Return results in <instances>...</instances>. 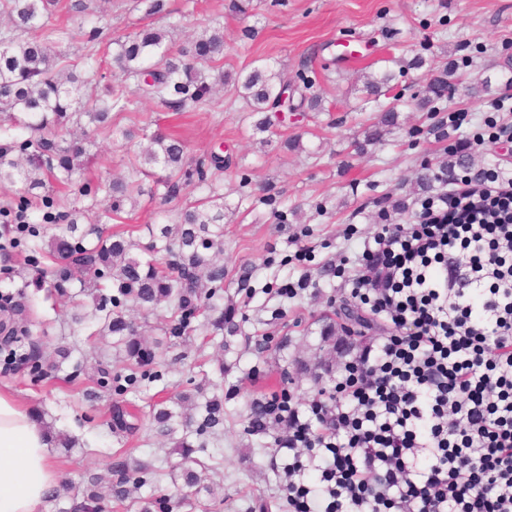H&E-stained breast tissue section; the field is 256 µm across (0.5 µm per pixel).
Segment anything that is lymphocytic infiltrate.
Returning a JSON list of instances; mask_svg holds the SVG:
<instances>
[{"label":"lymphocytic infiltrate","instance_id":"obj_1","mask_svg":"<svg viewBox=\"0 0 512 512\" xmlns=\"http://www.w3.org/2000/svg\"><path fill=\"white\" fill-rule=\"evenodd\" d=\"M442 180L358 256L350 301L383 333L339 337L309 405H258L292 512H512V174Z\"/></svg>","mask_w":512,"mask_h":512}]
</instances>
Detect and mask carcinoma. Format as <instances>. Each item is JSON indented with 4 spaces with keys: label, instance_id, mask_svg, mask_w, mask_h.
Listing matches in <instances>:
<instances>
[{
    "label": "carcinoma",
    "instance_id": "carcinoma-1",
    "mask_svg": "<svg viewBox=\"0 0 512 512\" xmlns=\"http://www.w3.org/2000/svg\"><path fill=\"white\" fill-rule=\"evenodd\" d=\"M59 0H0V14L8 25L0 28V186L20 185L16 205L4 210L14 227V248L26 243L24 264L48 279V297L69 304L72 321L91 329L90 336H109L118 354L121 371L112 373V361L98 360L90 382L99 388H127L142 380H155L154 366L163 363L167 350L181 345L196 332H235L232 318L219 304L227 272L224 268V195L209 178L224 174L221 152L210 153L207 162H189L185 141L174 135L156 133L149 145L135 156L124 180L87 178L90 153L85 141L74 137L73 126L87 119L94 132L105 136L119 134L132 138L127 129L112 126V113L132 111L142 100H153L176 112L206 104L215 85L232 82L251 112L259 116L254 130L264 133L273 126L279 112H323V97L314 90L315 82L297 84L283 70L261 64L232 77L219 73L209 81V72L224 66L227 46L224 32L207 29L188 45L178 49L168 43L169 31L144 26L113 41L112 62L121 81L103 97L88 102L85 88L89 78L78 74L96 63L91 47L74 58L59 50L72 39L66 24L51 22ZM67 12L93 24L89 41L112 29L109 15L89 9L86 0H67ZM405 67L427 68L429 78L417 96L418 108L434 109L455 90L448 70H437L416 55ZM133 80V86L126 81ZM392 74L371 75L364 82L365 100L381 96ZM399 97L379 106V114L362 142L364 153L382 140L384 128L394 125ZM79 186V195L88 204L57 211L54 201L41 194L47 186ZM206 185L208 194L181 208L175 224L147 226L151 242L142 254L122 233L103 236V228L86 224L89 211L101 209L108 218H121L125 203L138 198L161 196L171 202L189 186ZM271 209L280 224L288 223V209L271 194L251 202ZM166 302L163 317L166 343L147 341L133 312L147 316ZM39 324L34 307L25 296L7 313L3 330L11 336L5 344L7 360L15 366L38 368L41 359L33 328ZM159 438L175 441L181 455L177 463L182 480L183 501L200 485L205 464L192 456L188 438L215 433L224 427V401L213 396L199 403L178 392L150 405L145 412L136 405L115 403L105 420L110 433L118 438L135 435L143 423ZM110 471L121 479L104 480L99 474L84 476L79 489L78 512H101L113 503L125 512H172V498L166 494L132 496V489L151 481L144 465H131L120 454L110 463Z\"/></svg>",
    "mask_w": 512,
    "mask_h": 512
}]
</instances>
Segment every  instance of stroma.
Returning <instances> with one entry per match:
<instances>
[{
    "label": "stroma",
    "mask_w": 512,
    "mask_h": 512,
    "mask_svg": "<svg viewBox=\"0 0 512 512\" xmlns=\"http://www.w3.org/2000/svg\"><path fill=\"white\" fill-rule=\"evenodd\" d=\"M165 9L159 23L173 25L174 46L186 45L193 32L220 28L227 44L225 71L270 62L288 77L305 74L323 90L324 111L277 124L265 148L246 102L230 89L186 112L147 101L138 112L113 119L123 129L174 131L196 161L223 145L227 167L217 186L225 204L227 277L221 304L237 324L223 347L196 336L171 349L160 368L162 380L141 382L127 396L144 407L163 391L199 385L205 397H223V431L193 441L197 458L209 466L206 485L223 494V512H259L263 504L268 512H288L280 490L288 451L277 448L271 433L250 434L252 403L284 390L301 401L313 394L315 368L336 355L324 315L330 300L343 296L342 278L328 275L325 267L333 260L354 271L357 249L372 237L379 211L414 197L407 178L420 163L439 168L446 151L466 139L479 168L512 171V142L492 148L478 142L487 116L512 125V112L492 110L494 100L506 95L501 68L512 58V0H165ZM402 47L467 82L489 72L491 85L477 99L457 92L443 111L428 114L409 104L417 86L394 61ZM385 70L394 73L393 92L406 106L381 145L355 154L353 139L362 137L376 115L375 103L362 101L356 79ZM294 138L301 150L283 148L284 140ZM91 141L95 174L126 175L134 143L99 134ZM263 188L299 208L301 221L279 224L269 212H247L242 195ZM304 274L311 278L306 290L292 298L279 295L280 285L297 283ZM20 289L48 319L38 339L43 372L0 370V388L75 439L71 452L53 451L59 481L80 485L86 473H106L114 456L126 452L154 471L155 483L144 486L142 495L156 485L174 490L181 482L179 457L169 441L145 431L127 440L110 435L104 420L117 394L104 391L90 402L73 391L87 380L77 363L108 353L107 340H87L69 306L50 304L32 272L0 258V292ZM60 347L72 351L63 362L56 355Z\"/></svg>",
    "instance_id": "obj_1"
}]
</instances>
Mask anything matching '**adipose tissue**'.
I'll return each mask as SVG.
<instances>
[{
  "label": "adipose tissue",
  "mask_w": 512,
  "mask_h": 512,
  "mask_svg": "<svg viewBox=\"0 0 512 512\" xmlns=\"http://www.w3.org/2000/svg\"><path fill=\"white\" fill-rule=\"evenodd\" d=\"M52 445L27 408L0 390V512H36L56 483Z\"/></svg>",
  "instance_id": "adipose-tissue-1"
}]
</instances>
